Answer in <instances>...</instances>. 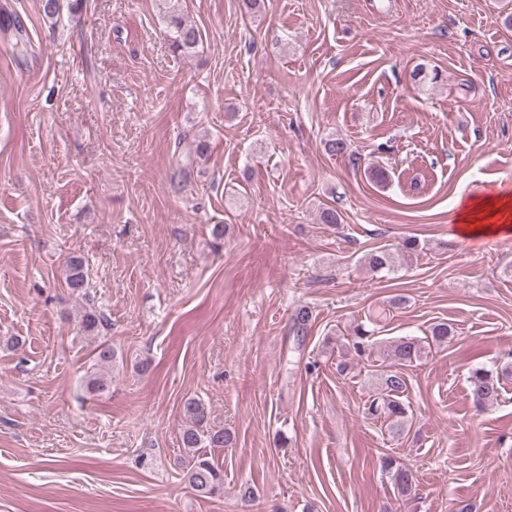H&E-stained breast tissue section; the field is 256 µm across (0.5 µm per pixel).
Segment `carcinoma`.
I'll return each instance as SVG.
<instances>
[{"label":"carcinoma","instance_id":"carcinoma-1","mask_svg":"<svg viewBox=\"0 0 512 512\" xmlns=\"http://www.w3.org/2000/svg\"><path fill=\"white\" fill-rule=\"evenodd\" d=\"M180 0H159L160 11L166 22L168 37L173 51L189 53L202 40L199 28L187 22L179 7ZM418 249L415 239H405L395 248L382 246L361 258L363 265L373 273L394 270V254H412ZM65 284L72 292L81 293L87 285V271L82 258L72 256L66 260ZM379 316L368 315L364 322H358L350 329L349 347L364 361L369 359L377 344ZM107 324L105 316L93 309L84 310L78 320L79 330L86 335L100 332ZM455 330L447 322L431 327L426 339L403 337L395 341L389 350V364L381 375L379 387L364 407V414L373 419H384L387 429L394 435L404 432L409 422V405L406 403L408 381L405 370L421 360L431 346L450 344ZM117 351L110 343H101L96 348L95 362L86 376V388L90 392H104L112 387V365ZM509 371L475 367L469 371L467 382L474 401L479 404L493 403L501 395L503 377ZM184 413L189 420L181 435V443L188 450L187 458L181 462L183 478L192 491L201 498H213L224 494V470L212 457L211 449L232 444L231 434L224 430L208 428V408L198 398H190L184 404ZM383 468L390 474L397 489L407 494L415 484L412 469L399 464L392 457L383 458Z\"/></svg>","mask_w":512,"mask_h":512}]
</instances>
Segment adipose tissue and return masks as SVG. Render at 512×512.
Here are the masks:
<instances>
[{
  "label": "adipose tissue",
  "mask_w": 512,
  "mask_h": 512,
  "mask_svg": "<svg viewBox=\"0 0 512 512\" xmlns=\"http://www.w3.org/2000/svg\"><path fill=\"white\" fill-rule=\"evenodd\" d=\"M454 233L467 240L512 236V195L499 193L461 202Z\"/></svg>",
  "instance_id": "obj_1"
}]
</instances>
